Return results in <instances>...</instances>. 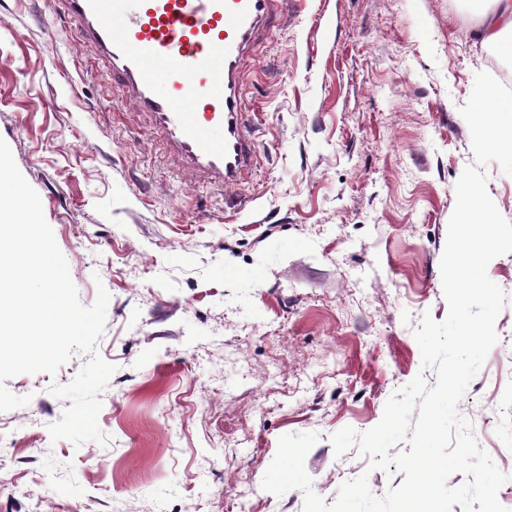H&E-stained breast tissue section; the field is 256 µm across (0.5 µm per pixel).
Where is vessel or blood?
I'll list each match as a JSON object with an SVG mask.
<instances>
[{
	"label": "vessel or blood",
	"instance_id": "1",
	"mask_svg": "<svg viewBox=\"0 0 512 512\" xmlns=\"http://www.w3.org/2000/svg\"><path fill=\"white\" fill-rule=\"evenodd\" d=\"M48 2L191 171L225 186L242 180L254 154L243 58L284 0Z\"/></svg>",
	"mask_w": 512,
	"mask_h": 512
}]
</instances>
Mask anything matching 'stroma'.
<instances>
[{"mask_svg": "<svg viewBox=\"0 0 512 512\" xmlns=\"http://www.w3.org/2000/svg\"><path fill=\"white\" fill-rule=\"evenodd\" d=\"M463 0H292L242 67L255 144L209 184L91 61L45 0H0V139L38 192L84 306L109 302L104 442L52 441V396L89 362L7 380L0 512H303L262 487L280 437L313 432V491L400 486L333 433L376 426L416 376L414 331L443 321L440 261L473 164L461 114L485 47ZM117 102L115 110L104 99ZM507 479L512 360L489 351L459 403Z\"/></svg>", "mask_w": 512, "mask_h": 512, "instance_id": "1", "label": "stroma"}]
</instances>
